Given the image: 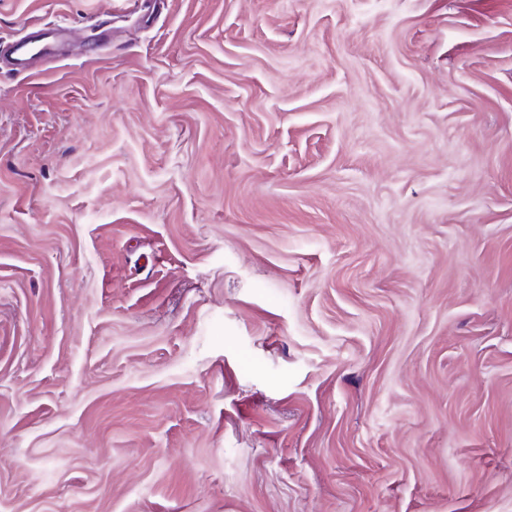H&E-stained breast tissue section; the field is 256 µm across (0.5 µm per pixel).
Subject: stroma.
I'll return each instance as SVG.
<instances>
[{"instance_id": "35a3bbf8", "label": "stroma", "mask_w": 512, "mask_h": 512, "mask_svg": "<svg viewBox=\"0 0 512 512\" xmlns=\"http://www.w3.org/2000/svg\"><path fill=\"white\" fill-rule=\"evenodd\" d=\"M0 512H512V0H0Z\"/></svg>"}]
</instances>
